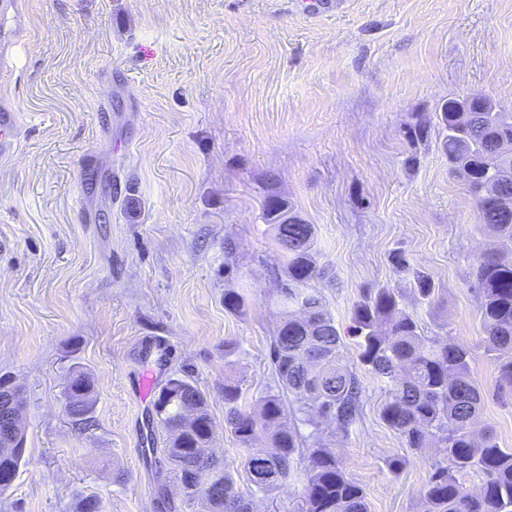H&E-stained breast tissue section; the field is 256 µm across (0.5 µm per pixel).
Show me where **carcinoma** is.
<instances>
[{"label":"carcinoma","instance_id":"cac0c4a2","mask_svg":"<svg viewBox=\"0 0 512 512\" xmlns=\"http://www.w3.org/2000/svg\"><path fill=\"white\" fill-rule=\"evenodd\" d=\"M448 130L442 142L450 173L467 186L477 223L492 240L512 241V213L501 210L487 186L512 184V161L493 149L512 142V113L496 110L488 98L470 112H442ZM264 218L275 233L284 258L277 289L280 320L271 341L277 390L258 400L259 412L246 406L242 382L224 378V427L243 452L249 487L241 490L233 468L214 457L215 422L206 394L185 376L168 378L154 401L166 444L156 449L163 480L157 504L164 512L189 506L192 512H256L259 495L285 487L304 461L303 481L294 512H368L363 488L345 473L329 438L345 435L357 423L363 387L342 351L341 334L323 296L310 287L323 271L315 260L314 229L292 208L270 201ZM473 276L483 347L498 364L495 395L512 398V256L489 246L476 258ZM412 292L430 305L435 288L418 272ZM360 338L359 360L388 388L382 419L416 453L430 451L429 476L418 512H512V448L500 446L495 429L481 422L484 403L473 376V355L464 343L425 336L418 316L402 307L393 288H368L351 311ZM94 380L76 368L68 377L65 407L72 421L93 426ZM20 393L7 375L0 376V410L22 418L23 409L7 407ZM312 427L311 447H303L291 412ZM0 494L7 492L25 463L21 426L0 422ZM477 482V490L465 488ZM74 512H103L93 495L79 498Z\"/></svg>","mask_w":512,"mask_h":512}]
</instances>
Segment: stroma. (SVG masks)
I'll return each instance as SVG.
<instances>
[{
	"label": "stroma",
	"instance_id": "35a3bbf8",
	"mask_svg": "<svg viewBox=\"0 0 512 512\" xmlns=\"http://www.w3.org/2000/svg\"><path fill=\"white\" fill-rule=\"evenodd\" d=\"M30 25L0 70L21 142L0 160V375L24 391L26 462L0 512H158L151 400L134 382L184 374L224 423V343L249 400L273 390V295L284 259L263 218L285 200L315 233L314 281L363 386L359 422L333 439L369 512H415L425 460L382 419L386 388L350 333L363 290L394 288L425 335L468 344L484 423L512 448V400L473 283L488 241L452 177L449 99L512 111V0H22ZM403 252L410 266L397 268ZM436 303L418 304L414 272ZM244 306L224 308V291ZM93 377L95 425L64 411L73 369ZM403 457L400 473L388 468Z\"/></svg>",
	"mask_w": 512,
	"mask_h": 512
}]
</instances>
